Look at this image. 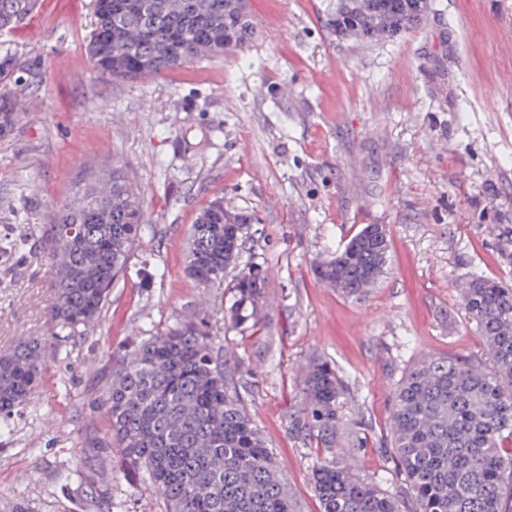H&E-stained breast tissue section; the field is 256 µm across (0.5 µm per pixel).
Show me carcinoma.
<instances>
[{
	"label": "carcinoma",
	"mask_w": 512,
	"mask_h": 512,
	"mask_svg": "<svg viewBox=\"0 0 512 512\" xmlns=\"http://www.w3.org/2000/svg\"><path fill=\"white\" fill-rule=\"evenodd\" d=\"M37 0H0V30L28 16ZM434 0H336L327 27L337 40L389 42L424 22ZM85 50L116 80L157 76L203 57L243 52L254 34L249 0H94ZM23 68L0 56V139L21 118L15 98ZM255 217L215 197L189 228L184 273L201 288L224 286L225 332L255 326L268 281L241 262ZM145 223L142 195L125 166L89 169L76 195L43 225L40 249L54 268L48 335L0 350V415L39 393L56 347L93 329L124 278ZM389 243L367 224L334 256L314 264L319 281L345 298H364L384 273ZM462 309L485 342L489 364L425 356L402 375L390 422L394 467L410 507L357 476L347 461L312 473L321 512H512V287L496 278L465 283ZM216 337L196 317L142 337L112 359L92 407L110 423L102 448H117L128 475L147 477L165 512H295L286 482L239 391L238 368L214 357ZM289 429L334 448L348 385L334 363L316 359L302 381Z\"/></svg>",
	"instance_id": "cac0c4a2"
}]
</instances>
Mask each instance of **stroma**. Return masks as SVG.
<instances>
[{
    "instance_id": "35a3bbf8",
    "label": "stroma",
    "mask_w": 512,
    "mask_h": 512,
    "mask_svg": "<svg viewBox=\"0 0 512 512\" xmlns=\"http://www.w3.org/2000/svg\"><path fill=\"white\" fill-rule=\"evenodd\" d=\"M336 0H251L247 56L206 57L134 81L99 76L85 45L93 0H40L0 54L40 78L0 141V349L49 327L53 270L39 240L85 170L125 164L145 193V234L100 323L55 354L39 397L0 422V512H77L111 484L126 512H164L118 452L91 453L107 424L92 412L116 354L136 336L206 316L241 364L246 408L297 512H321L311 472L339 458L288 431L300 377L315 358L349 387L342 442L361 477L399 490L389 423L395 389L420 356L481 358L461 309L462 282H512V0H436L434 17L398 39L355 46L326 23ZM256 219L245 257L268 277L264 319L225 333L224 291L186 278L188 228L214 197ZM366 224L390 233L387 272L365 299L322 284L314 262Z\"/></svg>"
}]
</instances>
